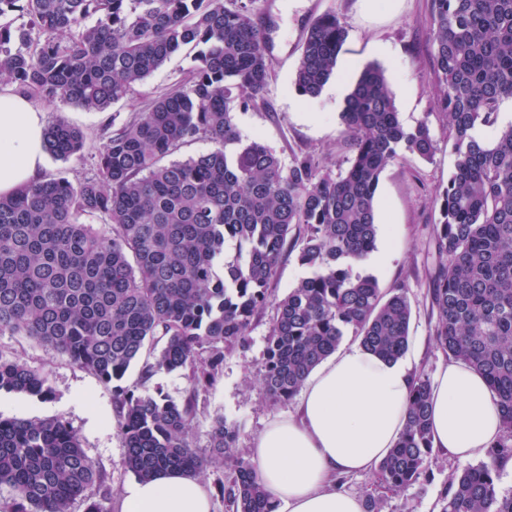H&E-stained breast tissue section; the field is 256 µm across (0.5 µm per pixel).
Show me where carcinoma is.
Segmentation results:
<instances>
[{"label": "carcinoma", "instance_id": "obj_1", "mask_svg": "<svg viewBox=\"0 0 512 512\" xmlns=\"http://www.w3.org/2000/svg\"><path fill=\"white\" fill-rule=\"evenodd\" d=\"M236 2L0 0V85L32 98L107 112L176 52L193 60L188 78L149 111L100 126L93 173L45 176L0 196V336H30L113 385L123 466L135 477L222 466L231 512H273L235 448V428L219 418L208 452L194 445L200 391L222 373L224 352L247 343L290 246L310 274L275 306L261 373L270 404L292 400L349 333L382 358L404 355L406 288L384 291L350 260L374 249L385 167L430 160L437 143L427 121L402 124L377 65L363 69L340 112L349 156L338 171L318 169L309 155L285 165L260 141H242L235 110L263 99L270 63L264 30ZM346 38L334 13L312 22L295 72L299 95H319ZM430 39L455 156L432 228L433 336L448 358L484 375L502 417L486 460L448 476L441 512H512V493L498 486L512 458V123L492 140L479 135L512 101V0H432ZM44 139L56 160L85 145L62 122L47 125ZM190 141L216 148L163 162ZM158 341V354L142 360ZM139 361L143 382L184 372L183 402L117 385ZM1 392L45 399L52 388L46 373L0 356ZM430 397L428 376H414L404 431L378 468L388 492L430 471ZM2 487L12 512H71L93 487L86 512H111L106 473L59 418L0 417Z\"/></svg>", "mask_w": 512, "mask_h": 512}]
</instances>
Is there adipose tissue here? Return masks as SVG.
I'll list each match as a JSON object with an SVG mask.
<instances>
[{
    "label": "adipose tissue",
    "mask_w": 512,
    "mask_h": 512,
    "mask_svg": "<svg viewBox=\"0 0 512 512\" xmlns=\"http://www.w3.org/2000/svg\"><path fill=\"white\" fill-rule=\"evenodd\" d=\"M45 114L28 96L0 86V195L40 178L48 161ZM412 375L354 344L319 364L302 389L298 412L275 416L254 438L250 460L276 512H364L343 477L372 469L397 443L406 422ZM433 447L462 461L499 438L501 418L476 369L449 362L436 375L430 407ZM119 512H212L195 477L169 472L126 484Z\"/></svg>",
    "instance_id": "adipose-tissue-1"
}]
</instances>
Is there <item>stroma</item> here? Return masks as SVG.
I'll return each mask as SVG.
<instances>
[{
	"label": "stroma",
	"instance_id": "35a3bbf8",
	"mask_svg": "<svg viewBox=\"0 0 512 512\" xmlns=\"http://www.w3.org/2000/svg\"><path fill=\"white\" fill-rule=\"evenodd\" d=\"M252 8L254 20L266 33L264 48L271 70L263 104L236 114L242 138L261 140L287 163L303 154L312 156L322 168L335 170L344 163L349 154L339 119L344 99L327 89L317 97H304L298 95L293 84L307 28L315 18L329 12L336 14L347 30L336 64L337 75L351 84L366 65L378 64L385 71L404 125H415L423 118L429 121L437 141L433 159L411 157L392 162L380 177L374 252L382 262L371 267L369 273L380 288L405 285L412 318L404 359L412 373L435 377L448 360L432 334L429 275L437 257L431 232L439 218L435 195L447 184L454 157L444 130L446 120L436 105L429 34L431 0H253ZM191 65L186 52L173 55L113 106L117 121L147 111L157 96L185 77ZM43 110L47 122L66 123L86 137L81 153L65 161L50 160L47 174L64 171L73 180L83 177L89 173L90 156L99 146L97 131L103 114L85 111L63 98L44 104ZM273 313L269 307L254 319L248 346L225 353L221 376L200 393L193 429L196 447H209L211 426L221 417L236 427L237 446L241 453H248L253 437L270 418L295 413L296 401L273 406L259 390ZM0 354L47 373L52 387L51 396L45 399L0 395V417L66 421L78 432L86 454L108 473L113 493H120L133 475L123 466L125 448L115 427L111 387L21 334L0 336ZM140 371V365H133L123 380L124 386L149 393L159 390L178 403L185 398L189 382L183 372L162 371L144 382ZM464 467V462L450 454L437 453L428 476L405 493L388 496L385 512H439L449 472Z\"/></svg>",
	"mask_w": 512,
	"mask_h": 512
}]
</instances>
